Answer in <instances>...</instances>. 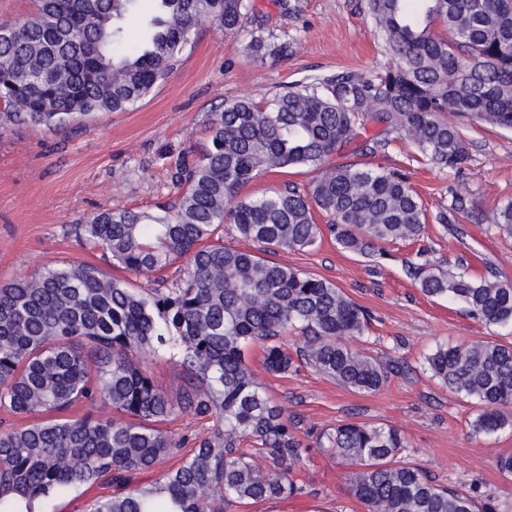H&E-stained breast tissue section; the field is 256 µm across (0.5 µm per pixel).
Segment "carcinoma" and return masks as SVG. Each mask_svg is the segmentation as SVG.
<instances>
[{"label": "carcinoma", "mask_w": 512, "mask_h": 512, "mask_svg": "<svg viewBox=\"0 0 512 512\" xmlns=\"http://www.w3.org/2000/svg\"><path fill=\"white\" fill-rule=\"evenodd\" d=\"M136 2L37 0L30 17L1 23L0 130L126 112L169 76L202 19L231 37L256 14L252 0H157L150 41L121 52ZM365 2L388 67L313 77L264 105L225 101L210 115L208 147L198 156L180 153L167 167L172 200L155 213L106 209L77 225L111 266L146 286L134 289L91 264L47 267L0 285V408L35 419L0 433V512H46L55 495L123 483L127 473L153 467L182 447L158 424L183 410L215 418L212 436L178 469L123 495H99L87 512H229L290 497L300 490L303 448L284 409L257 382L250 347L265 345L270 374L304 364L359 392L404 373V365L348 345L364 335L369 314L342 289L264 254L313 248L322 236L316 210L332 217L337 243L361 256L420 238L427 210L405 173L332 158L349 148L383 150L395 132L428 164L459 173L469 148L450 117L512 130V0H421L419 16L410 12L412 0ZM435 27L448 37L435 36ZM258 29L254 51L288 57V43L274 46L272 33ZM294 168L317 172L307 189L286 183L240 195L262 173ZM467 211L468 200L453 194L435 220L447 224ZM226 224L258 251L224 246ZM495 226L512 235V202L498 209ZM178 262L186 263L183 277L161 287L163 272ZM406 265L426 295L457 299L486 325L512 324L511 281L427 260ZM164 354L193 375L175 397L146 368ZM424 365L442 386L480 404L474 433L509 423L511 344L439 346ZM81 403L120 417H64ZM319 444L356 467L350 491L367 512H494L477 491L438 484L400 463L408 443L396 428L345 421Z\"/></svg>", "instance_id": "carcinoma-1"}]
</instances>
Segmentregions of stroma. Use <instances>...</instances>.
Returning a JSON list of instances; mask_svg holds the SVG:
<instances>
[{
    "instance_id": "obj_1",
    "label": "stroma",
    "mask_w": 512,
    "mask_h": 512,
    "mask_svg": "<svg viewBox=\"0 0 512 512\" xmlns=\"http://www.w3.org/2000/svg\"><path fill=\"white\" fill-rule=\"evenodd\" d=\"M255 3L266 28L288 42L286 58L250 56L247 45L256 21H247L229 38L206 19L170 77L130 110L99 114L75 130L14 125L0 133V284L46 267L88 263L109 270L106 252L84 247L75 226L103 209L152 212L169 201V156L202 151L209 143V117L225 100L264 101L306 76L369 72L390 62L364 0ZM458 123L471 155L461 174L416 162L414 148L399 139L364 162L406 171L429 214L447 207L456 191L473 203L475 217H457L446 227L427 223L422 243L389 242L375 258L345 251L327 234L313 248L272 254L274 262L335 283L368 309L371 323L351 347L385 362H405L410 371L363 393L304 365L269 375L261 347H252L250 366L291 417L304 447L302 490L231 512H365L349 490V467L317 446L320 433L350 419L401 430L409 443L402 463L420 468L436 483L476 488L497 512H512V477L497 468L498 458L512 455V426L473 435L474 401L449 392L423 369L425 356L441 344L475 339L512 344V325L481 323L462 303L425 295L404 266L423 244L429 260L444 268L462 266L479 277L512 280V236L493 225L496 208L512 201V131L466 117ZM213 425L212 418L190 411L172 415L165 428L185 439L186 447L153 469L134 471L128 484L106 486V493L150 484L178 468L187 446L211 436Z\"/></svg>"
}]
</instances>
